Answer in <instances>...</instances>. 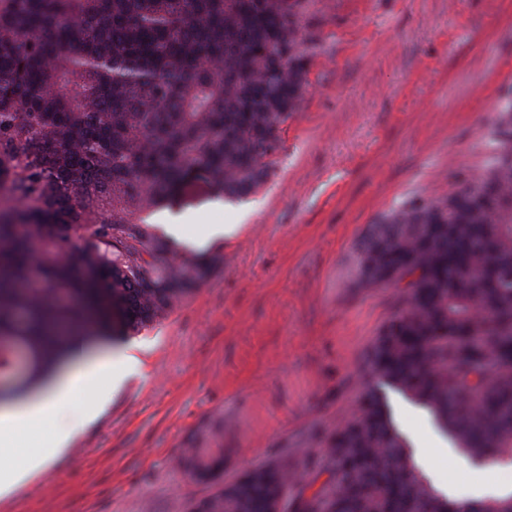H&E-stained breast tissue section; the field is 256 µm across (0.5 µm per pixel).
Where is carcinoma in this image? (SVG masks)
<instances>
[{"label": "carcinoma", "instance_id": "carcinoma-1", "mask_svg": "<svg viewBox=\"0 0 512 512\" xmlns=\"http://www.w3.org/2000/svg\"><path fill=\"white\" fill-rule=\"evenodd\" d=\"M306 0H0V375L41 384L98 334L163 318L222 257H179L141 218L175 193L242 199L270 177L307 84ZM482 174L403 200L355 251V288L400 306L366 358L357 414L308 485L286 460L217 485L190 512H512V491L440 494L378 393L442 423L456 448L512 462V111ZM220 457L194 453L198 479Z\"/></svg>", "mask_w": 512, "mask_h": 512}]
</instances>
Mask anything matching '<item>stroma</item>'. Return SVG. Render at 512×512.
Masks as SVG:
<instances>
[{
  "label": "stroma",
  "mask_w": 512,
  "mask_h": 512,
  "mask_svg": "<svg viewBox=\"0 0 512 512\" xmlns=\"http://www.w3.org/2000/svg\"><path fill=\"white\" fill-rule=\"evenodd\" d=\"M307 85L274 171L241 200L175 197L165 212L198 251L196 224L234 230L224 262L132 339L140 367L0 512H187L212 490L192 449L222 451L224 481L287 457L305 482L325 436L353 413L394 289L351 285L355 245L401 199L479 175L484 136L512 100V0H308ZM401 432L444 435L380 386Z\"/></svg>",
  "instance_id": "35a3bbf8"
}]
</instances>
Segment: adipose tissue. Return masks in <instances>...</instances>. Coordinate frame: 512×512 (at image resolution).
<instances>
[{"label":"adipose tissue","instance_id":"obj_1","mask_svg":"<svg viewBox=\"0 0 512 512\" xmlns=\"http://www.w3.org/2000/svg\"><path fill=\"white\" fill-rule=\"evenodd\" d=\"M136 347L125 343L117 355L87 360L84 351H76L71 371L36 396L0 408V493L13 489L26 476L52 462L66 448L83 426L105 403L107 391H99L91 405L80 414H72L69 398L81 384L98 375H106L111 385H118L137 371ZM38 426L51 432L49 447L35 450L23 459L12 456L15 440L21 429Z\"/></svg>","mask_w":512,"mask_h":512}]
</instances>
